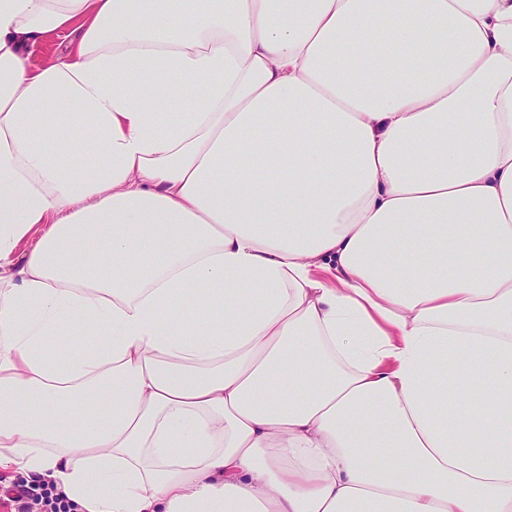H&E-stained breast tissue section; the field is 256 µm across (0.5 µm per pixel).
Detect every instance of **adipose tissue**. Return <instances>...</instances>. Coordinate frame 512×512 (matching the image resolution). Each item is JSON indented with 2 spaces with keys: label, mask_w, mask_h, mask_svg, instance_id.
I'll return each mask as SVG.
<instances>
[{
  "label": "adipose tissue",
  "mask_w": 512,
  "mask_h": 512,
  "mask_svg": "<svg viewBox=\"0 0 512 512\" xmlns=\"http://www.w3.org/2000/svg\"><path fill=\"white\" fill-rule=\"evenodd\" d=\"M0 469L512 512V0H0Z\"/></svg>",
  "instance_id": "adipose-tissue-1"
}]
</instances>
